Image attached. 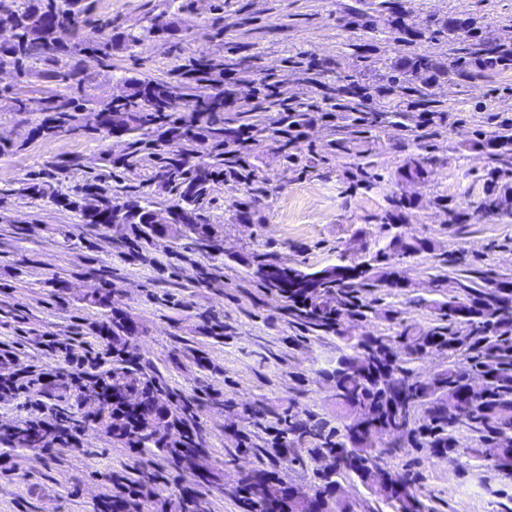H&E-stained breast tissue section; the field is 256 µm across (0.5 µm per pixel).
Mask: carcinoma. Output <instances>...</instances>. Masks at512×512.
Masks as SVG:
<instances>
[{"label":"carcinoma","instance_id":"carcinoma-1","mask_svg":"<svg viewBox=\"0 0 512 512\" xmlns=\"http://www.w3.org/2000/svg\"><path fill=\"white\" fill-rule=\"evenodd\" d=\"M90 0H0V28L13 31V39L0 43V71L19 75L40 72L55 89L43 97L6 96L8 112L37 111L47 115L44 131L80 121L79 113L90 107L104 112L97 129L106 133L120 128L130 139L131 151L122 160L127 169L144 158L154 162L155 179L177 196L171 235L211 242L216 227L201 220L199 201L207 195L214 178L252 185L254 173L244 160L243 135L253 146L270 138L281 142L285 158L293 159L290 138L301 133L318 113L336 121L337 147L365 159L374 156L377 133L387 125L416 133L426 143L438 135V126L448 105L434 92L436 86L455 77L469 78L481 69L512 68V34L486 40L484 30L472 17L443 16L421 19L406 7L404 0H373L372 11L386 16L387 40L399 51L398 58L385 66L373 82L364 83L360 69L329 74L310 57L291 56L290 67L302 72L303 80L322 88L319 100L307 101L292 92L281 80L266 75L254 88L252 99L240 102L235 85L220 83L222 73L232 72L252 60V56L214 59L201 55L189 65L188 81L172 87L167 82L142 75H122L119 81L127 94L121 99H102L86 94L91 79L76 58L92 54L112 60L118 44L126 50L147 38L161 37L173 27L152 21L131 27L114 37L112 33L90 37L82 31V18L91 11ZM443 36L451 43L448 57L437 60L413 51L418 43ZM352 58L361 69L374 64L371 45H354ZM160 131L159 141L171 144L167 153L151 151L147 138ZM512 145V124H504L489 137L473 140L469 148L496 163L490 172L491 185L476 206L482 215L512 213V186L499 184L512 179V156L501 149ZM208 151L210 162H190L200 149ZM438 160L425 153H413L398 173L401 181H424ZM68 205L87 224L123 225L150 241L154 229L149 224L153 202L144 197L123 202L85 188ZM431 241L407 232H396L387 245L355 265L341 262L322 269H302L275 259L258 260L249 276L270 294L289 303V308L311 332H335L347 313L356 321L367 322L373 308L364 302L362 292L372 288L412 287L392 270V261L428 250ZM427 287L439 295L431 300L437 325L425 328L403 327L394 336L368 332L342 334L348 353L340 356L329 373L341 404L370 412L374 424L365 429L351 425L339 433L317 421L282 420L280 453L288 463L301 461L294 443L306 438L316 445L307 449L315 462L332 459L330 471L316 470L318 488L311 493L283 486L266 470L245 475L237 496L248 512H308L309 500H322L320 512H355L353 505L340 498L338 478L356 477L391 512H431L412 476L394 478L386 469L382 446L389 428L407 429L412 412L420 409L424 423L415 433H424L426 447L440 454L457 451L454 432L466 426L480 434V445L468 454L493 463L512 475V278L492 272L473 271L464 278L435 275ZM448 353V367L429 377L413 374L408 364L433 352ZM128 364L115 367L101 379V390L82 396L81 403L100 419L114 415L115 404L126 408L134 429L127 434L116 430L118 438L140 451L157 450L166 454L181 470L195 477L201 487L210 482L195 474L199 444L187 439L181 446L170 445L165 426L183 423L187 414L172 412L159 405L152 382L139 367V356L127 352ZM458 398L467 404L468 415L450 419L446 402ZM13 442L22 448H39L44 434L29 429L15 434ZM172 512H206L205 500L196 490L169 502Z\"/></svg>","mask_w":512,"mask_h":512}]
</instances>
